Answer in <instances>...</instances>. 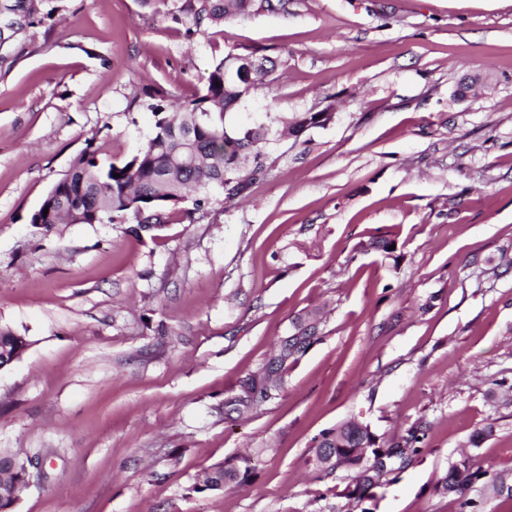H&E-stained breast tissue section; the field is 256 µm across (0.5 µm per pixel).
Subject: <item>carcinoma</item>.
<instances>
[{
    "mask_svg": "<svg viewBox=\"0 0 512 512\" xmlns=\"http://www.w3.org/2000/svg\"><path fill=\"white\" fill-rule=\"evenodd\" d=\"M42 0H14L6 10L23 19L15 32L34 24ZM273 8L272 0H186L178 12L192 16L194 24L220 26L227 19L248 17ZM254 63L252 79L264 77L275 68L269 57L252 53H227L216 61L205 78L203 93L187 104L168 111L163 100L147 105L154 124L147 142L121 160L102 157L94 142L74 157L68 170L50 188L30 223L51 230L58 224L134 223L131 232L150 234L169 223L175 213L195 221L204 197L220 190L225 201L241 197L261 175L276 150L278 139L263 124L229 125L226 118L247 95L246 83L233 77L244 59ZM330 112H300L283 120L289 134L299 137L313 127L326 125ZM119 177H113V174ZM199 194L193 208L183 204L190 193ZM48 213H43V210ZM396 244L392 234L369 236L359 245V253H391ZM322 316L315 311L297 315L292 330L300 338L280 341L262 366L242 378L234 392L224 398V419L233 420L254 407L276 399L286 382L288 362L296 361L321 339ZM425 430L412 428L407 435L386 445L370 427L355 421L344 422L314 438L313 464L329 476L347 473V497L358 502L375 498L380 479L409 465L421 453ZM487 476L463 458L449 466L441 478V488L459 501L460 512H482L481 502L467 496L476 481ZM249 468L218 464L204 480V488L224 489L230 483L243 485Z\"/></svg>",
    "mask_w": 512,
    "mask_h": 512,
    "instance_id": "carcinoma-1",
    "label": "carcinoma"
}]
</instances>
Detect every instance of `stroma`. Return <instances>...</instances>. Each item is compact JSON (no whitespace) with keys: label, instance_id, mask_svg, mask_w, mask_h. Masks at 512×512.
Segmentation results:
<instances>
[{"label":"stroma","instance_id":"stroma-1","mask_svg":"<svg viewBox=\"0 0 512 512\" xmlns=\"http://www.w3.org/2000/svg\"><path fill=\"white\" fill-rule=\"evenodd\" d=\"M175 7L43 0L0 47V328L29 341L0 370V450L46 462L13 512H458L439 481L464 452L512 485V0H292L218 27ZM230 52L277 62L235 122L331 121L235 201L211 192L199 222L31 224L87 140L136 152L151 94L190 101ZM467 73L482 95L458 97ZM379 230L395 256L356 254ZM318 307L323 337L280 396L225 421ZM349 420L427 429L359 504L312 465ZM243 456L246 485L201 490Z\"/></svg>","mask_w":512,"mask_h":512}]
</instances>
